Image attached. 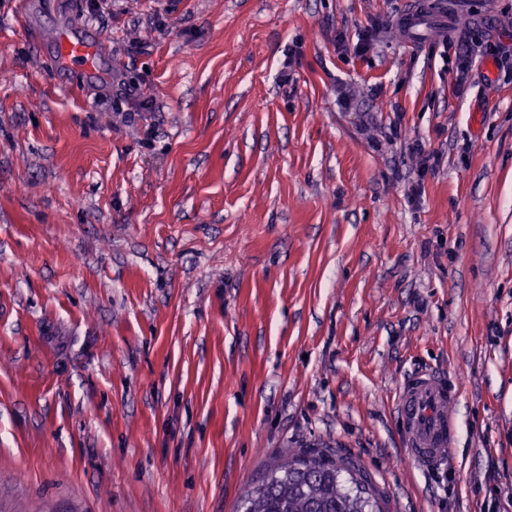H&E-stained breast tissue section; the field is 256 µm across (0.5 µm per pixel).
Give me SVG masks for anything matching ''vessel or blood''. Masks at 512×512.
<instances>
[{
    "label": "vessel or blood",
    "instance_id": "vessel-or-blood-1",
    "mask_svg": "<svg viewBox=\"0 0 512 512\" xmlns=\"http://www.w3.org/2000/svg\"><path fill=\"white\" fill-rule=\"evenodd\" d=\"M446 0H413L397 25L407 45L434 32L448 28ZM54 52L68 68L85 73L98 71L100 64L96 39L78 37L59 30ZM462 381L454 374L429 369L411 372L402 381L395 412L402 425L403 446L407 457L428 464L443 456L453 446L455 426L451 410L457 403Z\"/></svg>",
    "mask_w": 512,
    "mask_h": 512
}]
</instances>
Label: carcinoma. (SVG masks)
I'll use <instances>...</instances> for the list:
<instances>
[{"mask_svg":"<svg viewBox=\"0 0 512 512\" xmlns=\"http://www.w3.org/2000/svg\"><path fill=\"white\" fill-rule=\"evenodd\" d=\"M344 473L353 488H345ZM241 501L244 512H382L381 499L354 463L323 451L277 462L245 489Z\"/></svg>","mask_w":512,"mask_h":512,"instance_id":"obj_1","label":"carcinoma"}]
</instances>
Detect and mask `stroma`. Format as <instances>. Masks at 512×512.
I'll return each instance as SVG.
<instances>
[{
    "instance_id": "35a3bbf8",
    "label": "stroma",
    "mask_w": 512,
    "mask_h": 512,
    "mask_svg": "<svg viewBox=\"0 0 512 512\" xmlns=\"http://www.w3.org/2000/svg\"><path fill=\"white\" fill-rule=\"evenodd\" d=\"M91 2L0 0V512H242L313 448L512 512V0L412 48L411 0ZM88 27L95 78L50 49ZM425 368L464 391L420 465ZM461 389L460 377L451 373L420 369L404 378L395 412L409 459L429 464L453 446L455 426L450 413Z\"/></svg>"
}]
</instances>
